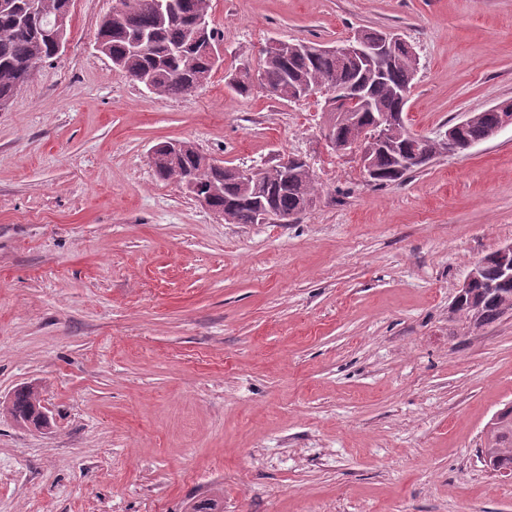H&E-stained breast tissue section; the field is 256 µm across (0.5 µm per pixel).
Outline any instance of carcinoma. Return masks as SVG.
Listing matches in <instances>:
<instances>
[{
  "label": "carcinoma",
  "mask_w": 512,
  "mask_h": 512,
  "mask_svg": "<svg viewBox=\"0 0 512 512\" xmlns=\"http://www.w3.org/2000/svg\"><path fill=\"white\" fill-rule=\"evenodd\" d=\"M4 2L7 6H0V100H10L29 82L37 66L54 58L52 22L57 12L69 6L70 0ZM119 4L122 15L117 19L105 16L97 33L115 66L130 77L149 78L154 91L168 97L186 95L209 82L218 65L208 60L205 39L193 36L191 23L196 16L209 12L210 0H176L178 14L169 19L155 12L150 0H119ZM138 30L153 34L151 48L142 54L129 49V38ZM260 65L265 84L275 93L286 94L303 86H339L365 100L350 122L335 128L336 140L350 146L371 135L380 115L401 108L397 91L411 90L417 58L412 51L397 48L387 63L385 77L381 78L370 69L323 52L317 42L300 41L285 42L281 49L265 53ZM469 117L462 137L473 141L482 139L497 124L499 113L487 109L472 112ZM412 150L408 130H393L374 150L378 176L373 184L390 185L419 170L415 165L398 168V158ZM154 171L158 179L175 181L181 186L190 174L201 194L212 183L224 180V196L213 197L211 206L224 213V221L230 224L255 223L256 207L269 197L274 198L278 209L303 215L309 201L320 195L314 175L301 165L290 170L288 185L279 188L263 178L240 183L226 179L224 173L205 162V156L189 140L182 141L178 150L170 142L157 144ZM478 274L480 283L473 289V299L460 306L457 315L470 324L479 318L488 325L500 320L504 311L512 313V284L500 287L495 295H483L484 283L500 279V265L487 256ZM42 409V388L29 383L14 392L8 403L0 407V413L21 427L47 428L49 418L42 415ZM501 417L507 423L508 436L487 448V454L493 468L512 473V405L501 409Z\"/></svg>",
  "instance_id": "obj_1"
}]
</instances>
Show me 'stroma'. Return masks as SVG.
I'll return each mask as SVG.
<instances>
[{
  "label": "stroma",
  "instance_id": "obj_1",
  "mask_svg": "<svg viewBox=\"0 0 512 512\" xmlns=\"http://www.w3.org/2000/svg\"><path fill=\"white\" fill-rule=\"evenodd\" d=\"M74 0L69 45L0 112V399L40 384L44 431L0 416V512H512L480 459L512 404V317L451 314L512 241V126L401 183L368 182L322 105L228 85L268 41L364 29L410 44L406 124L433 137L512 101V0H211L224 61L161 96ZM306 159L317 207L228 224L158 180L152 147Z\"/></svg>",
  "mask_w": 512,
  "mask_h": 512
}]
</instances>
